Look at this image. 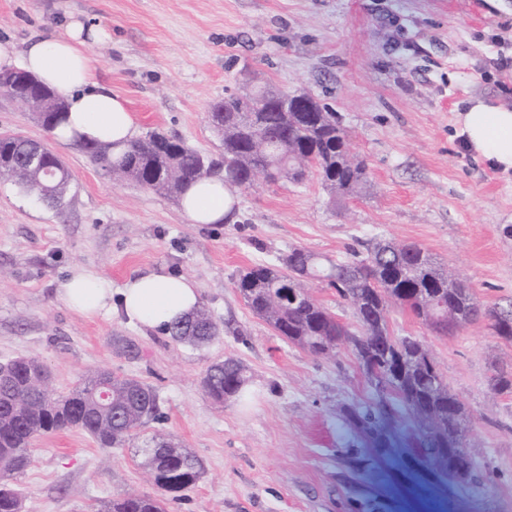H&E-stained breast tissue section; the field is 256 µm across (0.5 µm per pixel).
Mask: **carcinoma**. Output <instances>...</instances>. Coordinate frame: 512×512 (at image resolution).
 Wrapping results in <instances>:
<instances>
[{"instance_id":"cac0c4a2","label":"carcinoma","mask_w":512,"mask_h":512,"mask_svg":"<svg viewBox=\"0 0 512 512\" xmlns=\"http://www.w3.org/2000/svg\"><path fill=\"white\" fill-rule=\"evenodd\" d=\"M301 98L313 110L284 112L280 102L265 92L224 98L215 105L217 111L209 113L224 145L218 157L156 131L132 141L116 157L109 146L84 144L82 148L113 180L176 198L202 179L247 189L262 174L271 183L302 181L315 174L334 194L356 192L366 177L364 160L351 153L348 133L336 113L306 92ZM298 157L308 158L311 169L297 173ZM0 176L53 206L64 203L71 179L48 144L7 133L0 134ZM315 282L335 289L350 303L360 332L350 331L318 301L312 292ZM234 286L254 315L309 353L328 357L340 344L351 346L376 395L374 409L349 406L343 414L347 429L365 444L346 456L345 467L351 474L386 464L450 497L471 484L475 462L459 446L466 410L448 389L431 350L414 337L391 334L388 313L398 306L444 336L467 324L487 321L494 335L511 346L512 325L503 327L494 320L512 316V302L506 306L480 303L462 280L429 253L414 244L399 243L376 245L365 254L355 251L343 262L294 248L281 266H253L240 273ZM289 288L298 295L294 303L283 301ZM217 332L203 306L168 329L175 340L197 346L211 341ZM45 372L43 363L30 357L13 362L10 377L0 381V512H20L18 493L4 482V476L27 469L38 436L78 429L102 449L121 448L134 432L161 417L156 393L143 383L132 391L130 379L110 375L115 415L104 417L88 404L101 372L54 395L41 387ZM247 382L246 368L232 360L212 365L206 372L207 394L217 403L240 393ZM490 386L497 394L512 396V370L495 369ZM139 452L161 494H125L105 503L101 512H167L166 495L194 486L204 473L192 452L160 430Z\"/></svg>"}]
</instances>
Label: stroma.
<instances>
[{
    "label": "stroma",
    "instance_id": "1",
    "mask_svg": "<svg viewBox=\"0 0 512 512\" xmlns=\"http://www.w3.org/2000/svg\"><path fill=\"white\" fill-rule=\"evenodd\" d=\"M70 15L103 30L88 54L139 135L174 134L218 155L212 104L258 88L305 91L340 117L367 178L334 199L315 177H260L235 190L233 222L194 224L178 199L113 182L0 95V133L52 144L73 175L59 210L0 180V362L38 358L57 394L100 369L153 387L160 429L204 466L167 512H354L365 501L377 512H512V397L488 384L494 365H512V347L487 322L439 336L405 311L389 318L393 335L433 352L468 413L476 481L452 507L379 468L346 478L341 459L361 442L343 410L374 402L349 347L311 355L232 284L296 247L336 261L393 240L428 250L481 303L512 300V174L473 157L455 132L470 99L512 108V0H0V40L24 45ZM78 268L116 289L142 274L187 276L221 334L193 347L122 315L76 313L61 287ZM228 358L250 380L218 404L203 378ZM143 439L104 450L76 429L50 433L9 482L23 512H97L115 496L156 493Z\"/></svg>",
    "mask_w": 512,
    "mask_h": 512
}]
</instances>
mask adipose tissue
<instances>
[{
    "instance_id": "ef3b65f1",
    "label": "adipose tissue",
    "mask_w": 512,
    "mask_h": 512,
    "mask_svg": "<svg viewBox=\"0 0 512 512\" xmlns=\"http://www.w3.org/2000/svg\"><path fill=\"white\" fill-rule=\"evenodd\" d=\"M102 34L73 16L62 32L32 38L24 49L0 41V70L23 69L63 96L66 118L53 132L58 140L94 141L117 152L136 138L138 123L127 100L94 76L87 47ZM457 131L476 156L501 172L512 171V109L471 99L458 115ZM234 204L222 183L209 180L188 187L181 197L182 211L194 224L224 223ZM62 294L81 314L122 313L159 332L200 304L196 283L183 275L149 273L115 290L105 280L78 271L64 282Z\"/></svg>"
}]
</instances>
